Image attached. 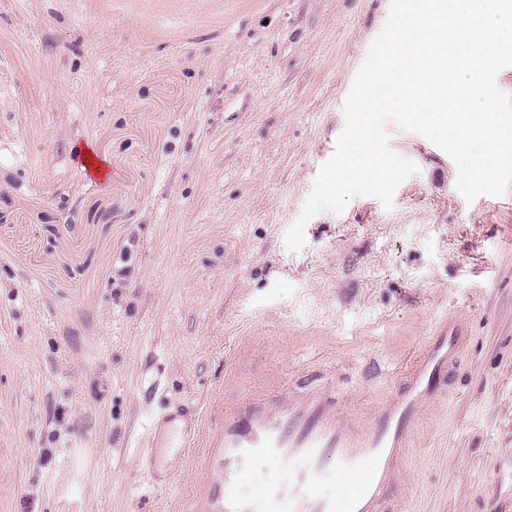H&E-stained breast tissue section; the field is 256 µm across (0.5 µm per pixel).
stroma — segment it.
<instances>
[{
	"instance_id": "35a3bbf8",
	"label": "stroma",
	"mask_w": 512,
	"mask_h": 512,
	"mask_svg": "<svg viewBox=\"0 0 512 512\" xmlns=\"http://www.w3.org/2000/svg\"><path fill=\"white\" fill-rule=\"evenodd\" d=\"M390 0H0V512H195L179 407L328 384L369 418L443 322L400 512H512V188L422 135L384 209L289 227ZM105 166L90 182L79 148Z\"/></svg>"
}]
</instances>
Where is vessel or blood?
I'll use <instances>...</instances> for the list:
<instances>
[{
	"instance_id": "obj_1",
	"label": "vessel or blood",
	"mask_w": 512,
	"mask_h": 512,
	"mask_svg": "<svg viewBox=\"0 0 512 512\" xmlns=\"http://www.w3.org/2000/svg\"><path fill=\"white\" fill-rule=\"evenodd\" d=\"M463 344L457 326L442 325L408 365L403 393L364 423L338 418L323 385L238 403L223 426L195 441L209 449L213 474L202 512H389L420 411ZM261 462L281 467L284 479L269 490L242 492ZM340 470L352 478L349 490L325 494L323 484Z\"/></svg>"
}]
</instances>
